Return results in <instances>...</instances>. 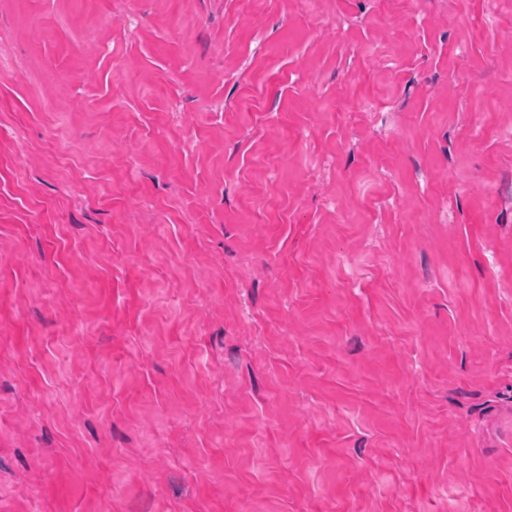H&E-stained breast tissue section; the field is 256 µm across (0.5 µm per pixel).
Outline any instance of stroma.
Returning a JSON list of instances; mask_svg holds the SVG:
<instances>
[{
    "label": "stroma",
    "instance_id": "1",
    "mask_svg": "<svg viewBox=\"0 0 512 512\" xmlns=\"http://www.w3.org/2000/svg\"><path fill=\"white\" fill-rule=\"evenodd\" d=\"M0 512H512V0H0Z\"/></svg>",
    "mask_w": 512,
    "mask_h": 512
}]
</instances>
